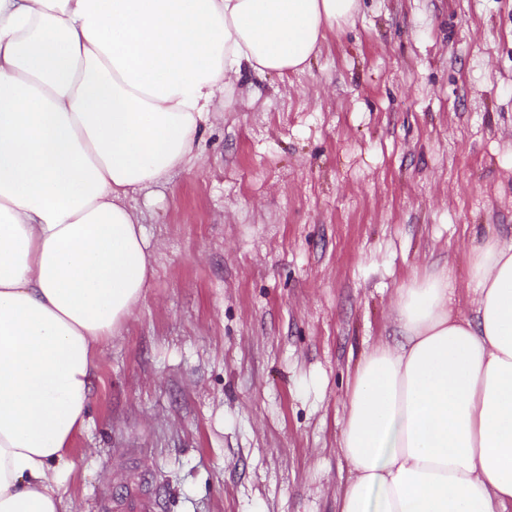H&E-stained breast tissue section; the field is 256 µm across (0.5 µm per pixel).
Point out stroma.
<instances>
[{
	"label": "stroma",
	"mask_w": 512,
	"mask_h": 512,
	"mask_svg": "<svg viewBox=\"0 0 512 512\" xmlns=\"http://www.w3.org/2000/svg\"><path fill=\"white\" fill-rule=\"evenodd\" d=\"M215 110L199 165L131 201L156 273L70 450L79 512H338L397 288L512 237V0H361L304 72Z\"/></svg>",
	"instance_id": "35a3bbf8"
}]
</instances>
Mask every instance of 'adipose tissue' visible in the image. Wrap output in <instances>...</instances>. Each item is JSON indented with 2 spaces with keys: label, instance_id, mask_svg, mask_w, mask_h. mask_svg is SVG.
Here are the masks:
<instances>
[{
  "label": "adipose tissue",
  "instance_id": "1",
  "mask_svg": "<svg viewBox=\"0 0 512 512\" xmlns=\"http://www.w3.org/2000/svg\"><path fill=\"white\" fill-rule=\"evenodd\" d=\"M360 0H0V512H61L102 348L154 268L129 194L200 160L212 106L304 70ZM399 288L359 361L340 512H512V239Z\"/></svg>",
  "mask_w": 512,
  "mask_h": 512
}]
</instances>
